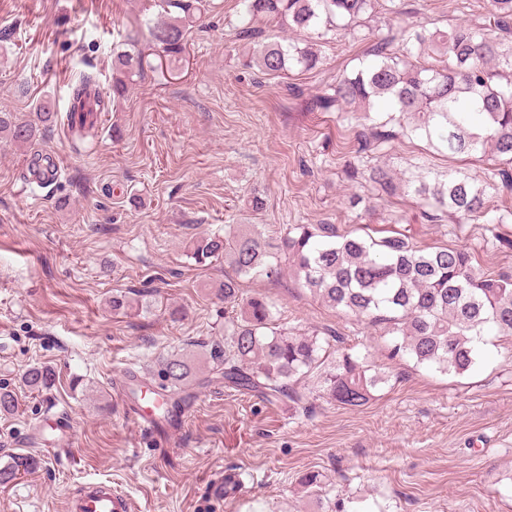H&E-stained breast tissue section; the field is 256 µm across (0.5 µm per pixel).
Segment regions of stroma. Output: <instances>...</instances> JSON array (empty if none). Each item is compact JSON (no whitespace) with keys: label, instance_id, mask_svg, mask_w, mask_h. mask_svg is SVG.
I'll use <instances>...</instances> for the list:
<instances>
[{"label":"stroma","instance_id":"35a3bbf8","mask_svg":"<svg viewBox=\"0 0 512 512\" xmlns=\"http://www.w3.org/2000/svg\"><path fill=\"white\" fill-rule=\"evenodd\" d=\"M171 64L141 24L144 0H0V114L65 112L79 71L109 91L112 49L137 42L143 72L109 104L100 129L81 137L56 125L19 145L0 139V388L18 410L0 414V468L13 456L36 469L0 486V512H66L82 483L124 491L140 512H512V337L489 332L476 365L443 374L388 356V337L315 298L291 275L239 277L242 296L265 295L293 334L332 330L354 353L383 365L389 381L358 409L303 381L309 411L216 382L211 344L224 340L225 304L215 283L232 269L198 264L194 242L229 224H255L276 241L291 224L340 231H405L421 247L466 248L474 267L512 275V193L489 202L492 222H431L415 198L379 200L372 182L347 180L348 165L385 162L404 180L443 174L446 158L401 136L364 149L368 126L315 108L363 41L319 42L318 69L265 75L245 67L234 26L240 0H212ZM400 22L441 28L486 25L488 0H394ZM61 158L57 181L32 182L30 151ZM266 205L252 211L248 198ZM151 312L115 313L114 292ZM192 358L195 398L180 436L140 432L112 384L125 370ZM53 372L37 392L25 372ZM66 411L69 451L29 436L46 407ZM241 471L239 494L218 501L210 481ZM322 475L308 496L302 474Z\"/></svg>","mask_w":512,"mask_h":512}]
</instances>
